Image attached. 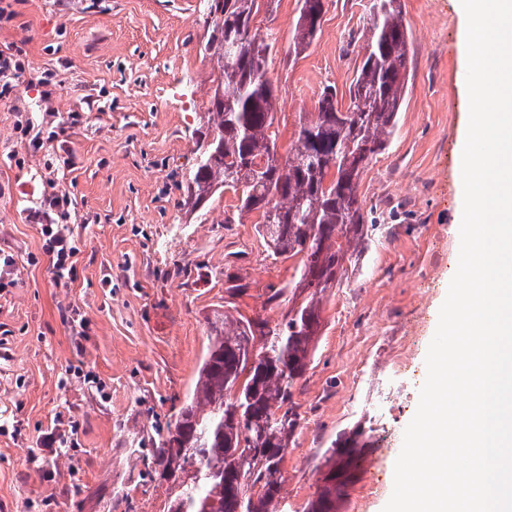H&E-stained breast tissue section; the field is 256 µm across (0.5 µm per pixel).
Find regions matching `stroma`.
Segmentation results:
<instances>
[{
  "label": "stroma",
  "mask_w": 512,
  "mask_h": 512,
  "mask_svg": "<svg viewBox=\"0 0 512 512\" xmlns=\"http://www.w3.org/2000/svg\"><path fill=\"white\" fill-rule=\"evenodd\" d=\"M10 2L16 16L0 21V51L16 45L23 55L0 98V255L12 256L17 278L0 290V512H164L165 487L143 476L148 437L191 390L209 319L226 310L278 323L292 303L269 297L298 261L269 256L258 213L238 216L232 193L191 213L183 206L215 77L202 54L203 0ZM367 2L326 0L317 39L297 56L298 0H270L255 15L257 34L277 37L269 71L281 147L324 86L347 103ZM401 9L408 89L389 148L359 184L378 225L326 296L294 396L302 420L281 465L288 512H304L329 442L356 424L375 446L342 512H382L456 272L469 118L467 86L455 78L467 66L462 5L401 0ZM20 121L46 154L28 151ZM61 189L80 251L73 278L57 283L29 214ZM231 275L248 282L243 295L227 292Z\"/></svg>",
  "instance_id": "obj_1"
}]
</instances>
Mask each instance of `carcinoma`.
Masks as SVG:
<instances>
[{
  "mask_svg": "<svg viewBox=\"0 0 512 512\" xmlns=\"http://www.w3.org/2000/svg\"><path fill=\"white\" fill-rule=\"evenodd\" d=\"M210 16L203 54L240 41L220 66L186 187L202 205L226 191L241 212L260 215V236L275 259L300 257L292 296L299 300L281 323L222 313L194 387L166 432H157L148 476L167 484L166 512H287L281 463L301 416L294 389L314 359L327 292L341 285L345 263L367 250L376 221L358 195L365 166L385 151L397 130L407 91L410 33L400 0H370L364 55L347 109L324 88L315 109L299 117L284 166H254L278 144L277 97L268 72L273 31L252 30L257 0H223ZM317 33L297 25L294 52ZM373 442L361 426L343 429L326 449L322 485L307 512H340Z\"/></svg>",
  "mask_w": 512,
  "mask_h": 512,
  "instance_id": "carcinoma-1",
  "label": "carcinoma"
}]
</instances>
